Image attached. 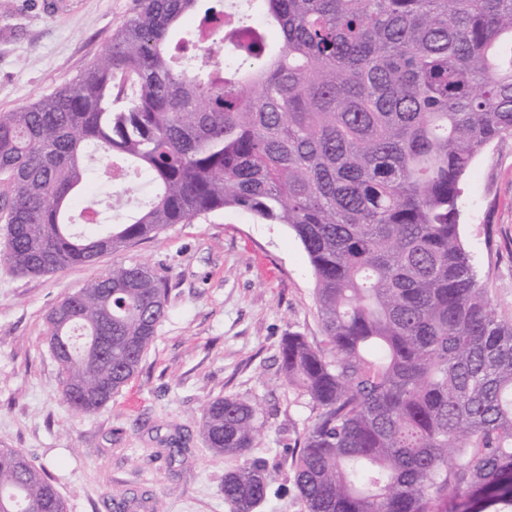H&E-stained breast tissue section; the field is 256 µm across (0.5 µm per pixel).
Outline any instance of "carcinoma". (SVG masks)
<instances>
[{
	"label": "carcinoma",
	"instance_id": "carcinoma-1",
	"mask_svg": "<svg viewBox=\"0 0 512 512\" xmlns=\"http://www.w3.org/2000/svg\"><path fill=\"white\" fill-rule=\"evenodd\" d=\"M221 59L224 0H141L72 84L0 111L3 260L22 275L91 264L224 209L286 224L315 276L327 348L283 337L280 370L316 410L291 469L304 512H512V321L459 233L462 184L512 137V0H257ZM146 200L87 235L88 160ZM47 316L79 414L138 373L166 283L118 267ZM236 460L228 512L272 477L250 456L257 404L201 408ZM0 512H66L52 479L0 448Z\"/></svg>",
	"mask_w": 512,
	"mask_h": 512
}]
</instances>
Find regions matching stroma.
Masks as SVG:
<instances>
[{
    "instance_id": "35a3bbf8",
    "label": "stroma",
    "mask_w": 512,
    "mask_h": 512,
    "mask_svg": "<svg viewBox=\"0 0 512 512\" xmlns=\"http://www.w3.org/2000/svg\"><path fill=\"white\" fill-rule=\"evenodd\" d=\"M139 0H0V111L73 83L106 52ZM460 237L500 319H512V139L475 161L461 197ZM144 264L168 286V312L139 373L101 410L74 414L46 316L115 267ZM308 256L284 224L217 211L159 238L43 276L0 262V448L25 452L54 480L67 512H114L111 498L149 493L165 512H228L233 462L201 435L200 409L237 395L263 410L252 457L275 472L258 512H301L291 451L314 421L280 370L288 332L323 346ZM178 440L172 452L170 440Z\"/></svg>"
}]
</instances>
